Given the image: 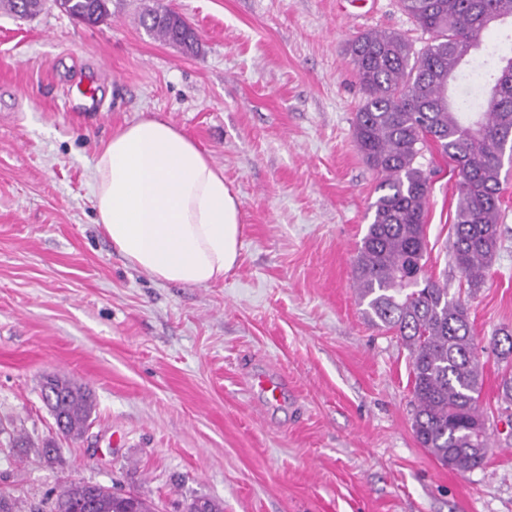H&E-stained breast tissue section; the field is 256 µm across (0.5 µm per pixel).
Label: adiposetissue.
<instances>
[{
  "mask_svg": "<svg viewBox=\"0 0 512 512\" xmlns=\"http://www.w3.org/2000/svg\"><path fill=\"white\" fill-rule=\"evenodd\" d=\"M95 222L126 260L161 282L223 280L241 247L224 171L181 131L143 118L113 132L90 171Z\"/></svg>",
  "mask_w": 512,
  "mask_h": 512,
  "instance_id": "adipose-tissue-1",
  "label": "adipose tissue"
}]
</instances>
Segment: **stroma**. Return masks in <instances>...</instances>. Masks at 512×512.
Listing matches in <instances>:
<instances>
[{"label": "stroma", "instance_id": "stroma-1", "mask_svg": "<svg viewBox=\"0 0 512 512\" xmlns=\"http://www.w3.org/2000/svg\"><path fill=\"white\" fill-rule=\"evenodd\" d=\"M195 29L187 53L148 34L145 0H112L96 26L46 0L0 9V418L33 447L0 452V490L24 504L72 482L118 484L181 512H512V439L488 348L512 328V177L501 246L484 285L450 254L457 176L438 152L426 270L463 290L481 353L486 463L441 465L412 432L410 356L355 297L357 247L379 175L352 124L361 91L354 35L424 36L398 0H163ZM96 107L76 94L99 68ZM164 120L224 171L240 203L235 267L208 287L163 283L128 264L95 224L89 174L113 132ZM283 379L280 400L250 387ZM91 389L92 423L61 438L45 377ZM55 441L61 459L36 447Z\"/></svg>", "mask_w": 512, "mask_h": 512}]
</instances>
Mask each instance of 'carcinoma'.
<instances>
[{
	"mask_svg": "<svg viewBox=\"0 0 512 512\" xmlns=\"http://www.w3.org/2000/svg\"><path fill=\"white\" fill-rule=\"evenodd\" d=\"M112 0H56L61 11L88 26L110 15ZM21 18L39 14L44 0H4ZM401 9L428 40L417 50L402 33L371 30L356 36L347 54L362 99L353 138L369 167L381 175L370 204L372 222L353 262L355 296L376 325L409 351L414 413L412 431L441 464L466 473L485 464L490 434L472 426L486 421L479 399L480 353L468 303L425 270V212L431 173L421 159L431 146L458 171L453 262L468 288L484 284L500 246L502 183L512 174V55L485 48L479 66L486 84L448 86L463 77L461 65L482 33L512 25V0H400ZM141 23L156 38L192 52L198 35L159 0ZM493 348L512 366V330L493 335ZM41 396L61 436L82 437L95 409L91 390L49 376ZM45 512H157L140 493L71 483L46 502Z\"/></svg>",
	"mask_w": 512,
	"mask_h": 512,
	"instance_id": "obj_1",
	"label": "carcinoma"
}]
</instances>
